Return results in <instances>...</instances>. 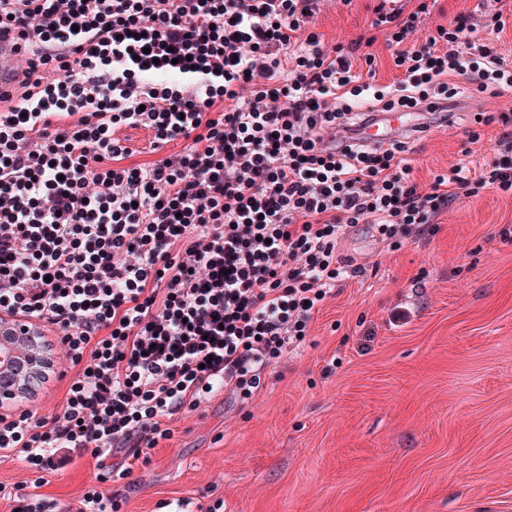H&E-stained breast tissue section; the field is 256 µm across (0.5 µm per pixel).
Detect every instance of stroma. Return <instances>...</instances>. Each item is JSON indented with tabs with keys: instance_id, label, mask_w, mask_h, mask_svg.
Here are the masks:
<instances>
[{
	"instance_id": "obj_1",
	"label": "stroma",
	"mask_w": 512,
	"mask_h": 512,
	"mask_svg": "<svg viewBox=\"0 0 512 512\" xmlns=\"http://www.w3.org/2000/svg\"><path fill=\"white\" fill-rule=\"evenodd\" d=\"M373 0H322L315 27L333 50L366 30ZM500 9L498 44L512 63V0H436L416 32L425 41L460 13ZM512 95L465 91L450 125L408 145L421 186L458 163L491 158L496 126L477 112ZM479 142L469 143L471 129ZM512 197L486 189L443 212L433 231L399 249L371 226L344 251L364 278L337 287L306 342L268 369L248 405L216 392L170 422L149 464L106 483L123 512H512ZM67 380L50 376L19 409L52 417ZM91 453L41 487L57 512H76L96 483Z\"/></svg>"
}]
</instances>
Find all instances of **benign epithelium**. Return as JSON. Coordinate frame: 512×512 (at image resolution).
Instances as JSON below:
<instances>
[{"label":"benign epithelium","mask_w":512,"mask_h":512,"mask_svg":"<svg viewBox=\"0 0 512 512\" xmlns=\"http://www.w3.org/2000/svg\"><path fill=\"white\" fill-rule=\"evenodd\" d=\"M54 366L39 329L0 315V401L21 399L36 390Z\"/></svg>","instance_id":"obj_1"}]
</instances>
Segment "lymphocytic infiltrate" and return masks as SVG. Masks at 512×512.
Masks as SVG:
<instances>
[{
    "mask_svg": "<svg viewBox=\"0 0 512 512\" xmlns=\"http://www.w3.org/2000/svg\"><path fill=\"white\" fill-rule=\"evenodd\" d=\"M318 2L0 0V33L27 49L0 103V313L54 331L76 370L53 417L0 413V456L33 474L10 512H54L39 490L72 451L99 457V483L123 479L175 415L221 389L249 404L365 275L350 228L394 249L459 197L512 195V110L479 119L500 127L489 162L426 188L405 141L365 137L397 110L450 122L470 87L511 94L501 12L416 45L436 0H375L370 35L329 53ZM380 34L388 85L372 81ZM121 125L151 131L155 160L127 164Z\"/></svg>",
    "mask_w": 512,
    "mask_h": 512,
    "instance_id": "lymphocytic-infiltrate-1",
    "label": "lymphocytic infiltrate"
}]
</instances>
